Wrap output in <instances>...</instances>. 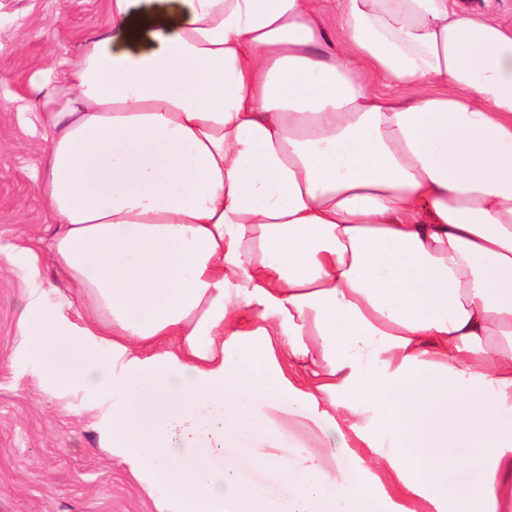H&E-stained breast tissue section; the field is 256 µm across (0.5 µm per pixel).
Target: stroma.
<instances>
[{
    "label": "stroma",
    "mask_w": 512,
    "mask_h": 512,
    "mask_svg": "<svg viewBox=\"0 0 512 512\" xmlns=\"http://www.w3.org/2000/svg\"><path fill=\"white\" fill-rule=\"evenodd\" d=\"M107 0H0V512H158L125 465L103 448L98 414L80 393L58 394L41 382L17 334L21 304L35 287H58L49 262L30 275L15 258L46 254L55 227L34 190L40 174L39 112L65 57L75 56ZM282 456L316 449L325 470L338 463L298 415L273 411ZM226 468L279 500L277 470L255 467L250 444L224 451Z\"/></svg>",
    "instance_id": "stroma-1"
}]
</instances>
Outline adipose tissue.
<instances>
[{
  "instance_id": "adipose-tissue-1",
  "label": "adipose tissue",
  "mask_w": 512,
  "mask_h": 512,
  "mask_svg": "<svg viewBox=\"0 0 512 512\" xmlns=\"http://www.w3.org/2000/svg\"><path fill=\"white\" fill-rule=\"evenodd\" d=\"M338 3L333 33L314 0H108L44 97L74 295L30 293L18 333L159 512H372L382 485L393 512H512V27ZM273 409L383 475L289 465ZM243 442L284 502L220 464Z\"/></svg>"
}]
</instances>
